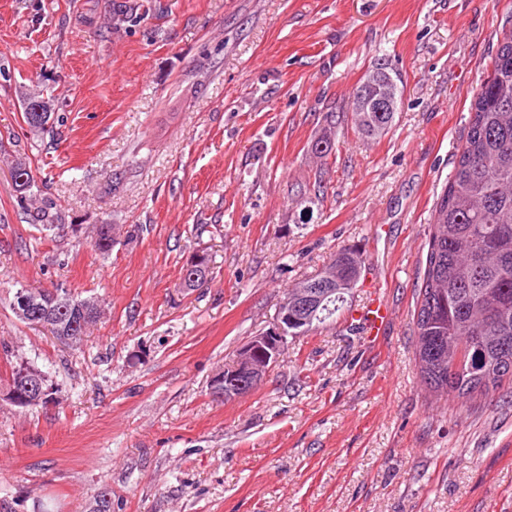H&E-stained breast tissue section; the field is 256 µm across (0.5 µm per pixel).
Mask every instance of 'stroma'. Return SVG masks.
<instances>
[{"instance_id": "obj_1", "label": "stroma", "mask_w": 512, "mask_h": 512, "mask_svg": "<svg viewBox=\"0 0 512 512\" xmlns=\"http://www.w3.org/2000/svg\"><path fill=\"white\" fill-rule=\"evenodd\" d=\"M0 0V146L82 234L40 239L0 162V340L49 371L58 405L0 401V512H512V381L430 401L413 317L437 198L512 0ZM400 77L390 131L341 118L376 59ZM54 98L33 138L21 93ZM330 136L332 152L312 146ZM117 225L110 257L93 228ZM203 225L193 235V225ZM380 289L378 339L346 317L290 339L249 395L212 378L268 329L289 288L341 249ZM215 272L181 285L192 252ZM96 296L81 349L19 322L16 288ZM141 7L143 5L129 1L115 4L112 10V27L118 29L126 24L132 26L135 25L132 23L140 22L143 19V14L139 12Z\"/></svg>"}]
</instances>
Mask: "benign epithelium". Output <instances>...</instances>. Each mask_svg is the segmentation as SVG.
Listing matches in <instances>:
<instances>
[{
  "instance_id": "benign-epithelium-1",
  "label": "benign epithelium",
  "mask_w": 512,
  "mask_h": 512,
  "mask_svg": "<svg viewBox=\"0 0 512 512\" xmlns=\"http://www.w3.org/2000/svg\"><path fill=\"white\" fill-rule=\"evenodd\" d=\"M333 280L325 277L321 285L299 289L289 301H282L279 314L272 325L253 337L240 356L216 374L210 389L214 396L224 400L245 396L260 385L280 358L282 342L288 338V308L304 312L306 321L320 317L324 300L332 289Z\"/></svg>"
}]
</instances>
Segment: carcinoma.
<instances>
[{"label":"carcinoma","mask_w":512,"mask_h":512,"mask_svg":"<svg viewBox=\"0 0 512 512\" xmlns=\"http://www.w3.org/2000/svg\"><path fill=\"white\" fill-rule=\"evenodd\" d=\"M141 5L122 0L113 6L112 27L143 19ZM372 83L356 89L349 105L355 129L363 138L386 134L391 126L370 111V101L385 93L389 64L379 58L371 66ZM23 120L31 133L46 130L52 99L41 92L22 96ZM11 179L27 223L46 237L79 224H67L59 200L44 192L32 174L28 157L11 155ZM111 224L95 227L94 246L104 255L116 243ZM360 252L344 248L331 258L336 282L323 320L307 328L288 326L305 336L336 318L360 281ZM186 287L201 286L212 275L211 258L192 254L182 266ZM415 314L416 357L421 380L431 392L456 393L462 405L498 390L512 377V34L505 35L471 107L465 141L451 176L436 203L423 280ZM16 317L41 325L56 338L81 347L102 316L94 298L78 299L63 289L31 292L20 288L9 299ZM41 371L34 362L17 358L8 384H23Z\"/></svg>","instance_id":"obj_1"}]
</instances>
